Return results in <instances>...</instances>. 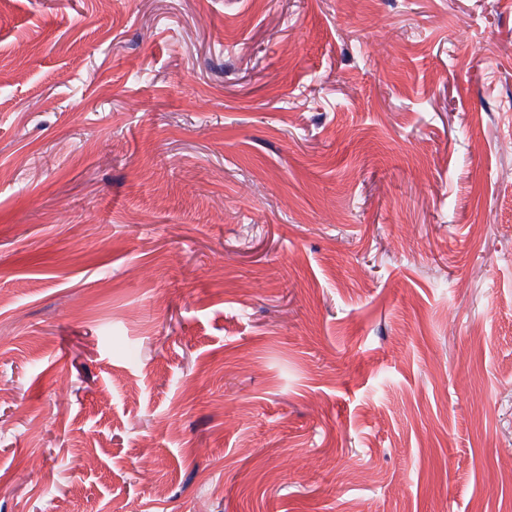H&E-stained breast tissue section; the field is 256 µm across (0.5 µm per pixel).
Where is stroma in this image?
Returning a JSON list of instances; mask_svg holds the SVG:
<instances>
[{
  "mask_svg": "<svg viewBox=\"0 0 512 512\" xmlns=\"http://www.w3.org/2000/svg\"><path fill=\"white\" fill-rule=\"evenodd\" d=\"M0 512H512V0H0Z\"/></svg>",
  "mask_w": 512,
  "mask_h": 512,
  "instance_id": "1",
  "label": "stroma"
}]
</instances>
